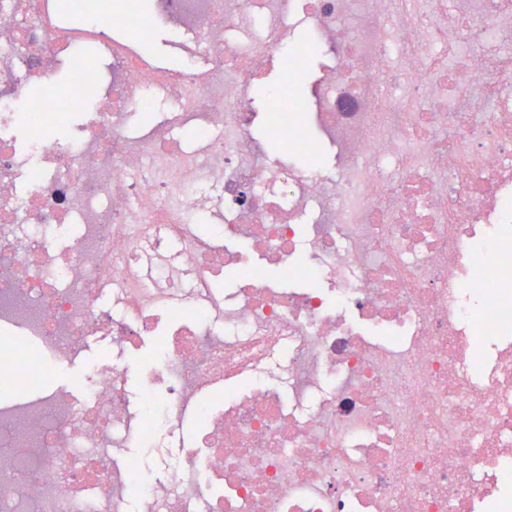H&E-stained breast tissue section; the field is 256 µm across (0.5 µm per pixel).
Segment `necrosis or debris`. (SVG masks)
Masks as SVG:
<instances>
[{
    "label": "necrosis or debris",
    "instance_id": "necrosis-or-debris-1",
    "mask_svg": "<svg viewBox=\"0 0 512 512\" xmlns=\"http://www.w3.org/2000/svg\"><path fill=\"white\" fill-rule=\"evenodd\" d=\"M300 21L274 166L248 94ZM4 370L0 512H512V0H0ZM148 46L146 50L148 54L152 56H157L160 58L167 59L170 63L169 67L179 66L182 63L181 52L177 56L173 51L170 37L161 30L155 31L152 36H149ZM321 59L317 54L312 55L307 63L306 67V79L304 82L297 85V93H296V85H291L284 90V93H288V104L293 101H298L299 98H303L305 100L309 99L311 94V85L318 78L320 74L321 68ZM298 94V97H297ZM112 360V347L105 342L92 345L82 365H61L56 369L55 382L58 385L79 388L90 366ZM160 353V346L158 344H153L150 342H146L143 348L139 352H133L132 354L126 355L125 360L127 364L130 366L131 370V381L130 386L131 390L135 393L138 391L140 386V375H139V361L141 358L145 356H157ZM169 445L170 438L165 433H161L157 438V443L154 448L149 446L128 448V455L135 466H149L152 470H158L163 457L179 449L166 448V446Z\"/></svg>",
    "mask_w": 512,
    "mask_h": 512
}]
</instances>
